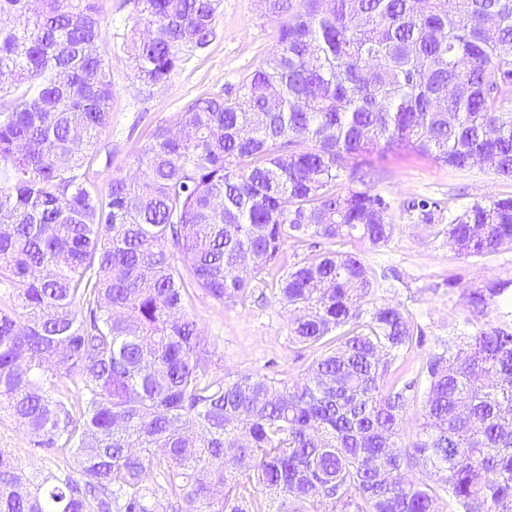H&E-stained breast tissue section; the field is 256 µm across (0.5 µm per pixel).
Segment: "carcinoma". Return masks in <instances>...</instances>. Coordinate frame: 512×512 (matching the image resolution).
I'll return each instance as SVG.
<instances>
[{"instance_id":"obj_1","label":"carcinoma","mask_w":512,"mask_h":512,"mask_svg":"<svg viewBox=\"0 0 512 512\" xmlns=\"http://www.w3.org/2000/svg\"><path fill=\"white\" fill-rule=\"evenodd\" d=\"M277 42L237 93L190 102L136 158L89 177L112 121L102 0H0V414L59 453L27 470L0 448V512H512V280L465 292L474 317L429 355L421 432L399 445L424 344L388 275L314 253L277 288L298 382L229 377L185 313L251 293L286 240L395 231L348 161L416 153L512 178V0H263ZM222 0H123L141 81H169L218 36ZM463 258L512 247V197L437 224ZM438 475L412 483L404 470ZM152 480L149 487L146 480Z\"/></svg>"}]
</instances>
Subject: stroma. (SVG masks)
Segmentation results:
<instances>
[{
    "label": "stroma",
    "instance_id": "stroma-1",
    "mask_svg": "<svg viewBox=\"0 0 512 512\" xmlns=\"http://www.w3.org/2000/svg\"><path fill=\"white\" fill-rule=\"evenodd\" d=\"M122 0H103L102 28L109 47L106 65L112 80V122L97 139L94 182L106 191L111 176H136L134 155L153 129L174 124L184 106L218 92L236 91L243 76L256 68L276 43V23L261 15L260 0H224L218 17V36L201 53L191 56L162 85L148 87L137 77L123 42L134 25ZM357 175L367 186L388 196L397 231L384 246L348 241L345 251L401 276L393 288L378 292L374 301L400 306L422 326L427 340L402 360L406 377L419 376L437 341L463 324L470 312L465 289L496 279H512V249L481 258H463L435 237L409 203L438 202L442 216L490 197L512 196V179L474 166L464 170L425 159L398 160L372 153L357 158ZM308 241L288 240L279 264L266 267L251 297L221 303L198 295L186 313L218 344L219 366L236 377L261 373L295 384L313 357L311 350L288 334L291 314L274 296L283 274L308 257ZM0 448L11 449L24 466L46 469L52 462L33 448L24 428L0 419Z\"/></svg>",
    "mask_w": 512,
    "mask_h": 512
}]
</instances>
